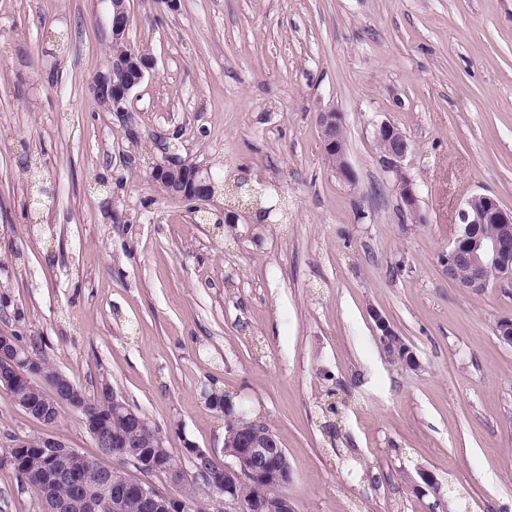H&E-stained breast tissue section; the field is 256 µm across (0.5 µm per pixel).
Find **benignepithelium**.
I'll use <instances>...</instances> for the list:
<instances>
[{
    "label": "benign epithelium",
    "mask_w": 512,
    "mask_h": 512,
    "mask_svg": "<svg viewBox=\"0 0 512 512\" xmlns=\"http://www.w3.org/2000/svg\"><path fill=\"white\" fill-rule=\"evenodd\" d=\"M112 41L120 44L125 41L129 28L128 11L125 0H110ZM148 61L132 51L123 50L115 53L108 69L99 73L93 83V90L102 105L110 112H125L123 103L136 85L145 77ZM322 128L324 151L327 159H336L333 169L336 174L347 180H352V172L346 160V146L341 136L344 129V115L335 110L323 112L319 116ZM376 138L382 151V162L388 173L394 178L399 189L403 205L411 212H417V193L414 184L402 165L409 144L405 136L392 124L382 122L376 130ZM165 161L153 169L154 181L164 187L169 193L191 200L210 201L214 197L215 187L209 174L197 166L187 165L177 155L162 150ZM482 203L476 207L467 202L466 207L458 213L462 230L448 249L445 256L448 267V277L456 279V271L464 266L468 277L459 282L463 288L481 290L486 287V272L490 267L497 269L498 279H512V210L504 209L499 200L488 194L481 195ZM477 224H494L496 232L492 236H484L477 232ZM372 317L376 328L380 331V339L386 344L393 341V357L401 359L408 367L417 369L419 363L403 338L396 334L387 320L378 312ZM24 362L23 348L13 336H0V385L14 388L22 385L27 392L39 393L23 376L19 367ZM107 393L114 400L120 419L128 424L139 421L134 408L125 406L114 388L106 383ZM59 406L80 408V392L70 381L60 376L53 387L46 391ZM84 427L93 437L97 447L104 449L107 455H118L128 464L140 469V455L134 451L136 444L112 433V430L96 419L85 416L82 419ZM224 441L237 443L239 451L230 457V461L218 465L211 473L206 494H218L224 497V512H241L242 502L238 499L235 489L245 475L260 483H272L273 495L258 502L252 512H295L292 500L283 488L285 480L290 478V469L285 452H280L277 467L272 469L263 460V449L275 443L272 432H267L264 440L252 439L246 435L240 437L234 434L224 436ZM40 448L52 459L59 461L48 477V481L77 483L75 468L82 466L84 457L74 448L64 442L45 436ZM131 489L136 493L139 506L152 512H176L173 509L174 499L162 495L155 489L134 479L130 482ZM129 496L117 494L105 498H85V512H126Z\"/></svg>",
    "instance_id": "obj_1"
}]
</instances>
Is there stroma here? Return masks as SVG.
<instances>
[{"label":"stroma","instance_id":"35a3bbf8","mask_svg":"<svg viewBox=\"0 0 512 512\" xmlns=\"http://www.w3.org/2000/svg\"><path fill=\"white\" fill-rule=\"evenodd\" d=\"M126 7L151 67L117 113L91 88L109 0H0V335L86 393L108 381L187 471L186 445L222 448L209 397L229 396L285 449L295 512H512V285L461 288L442 261L470 198L512 209V0ZM172 141L220 185H275L284 212L168 194L150 173ZM376 311L419 369L388 360ZM15 436L99 455L70 408L43 423L0 387V448ZM0 512H39L6 465ZM319 122L322 128L325 155L329 162L336 157V165L331 167L339 177L347 181L352 180V172L346 160V146L341 136L345 125L344 115L336 110L323 112L319 116ZM376 138L382 151V162L394 178L403 205L413 213L417 212V193L414 184L402 165L409 144L405 136L389 122H381L376 130Z\"/></svg>","mask_w":512,"mask_h":512}]
</instances>
